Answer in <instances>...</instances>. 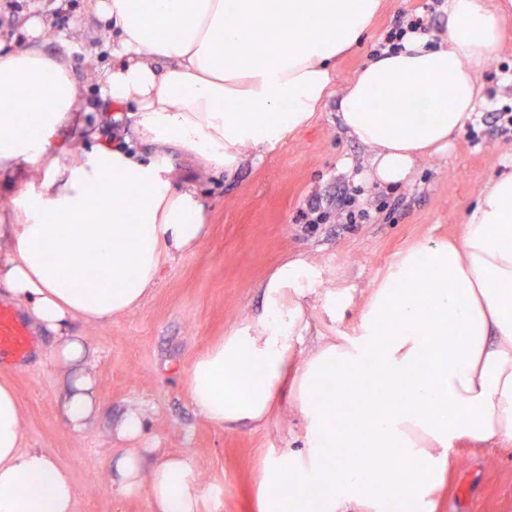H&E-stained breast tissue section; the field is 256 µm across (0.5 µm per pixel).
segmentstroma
<instances>
[{
    "mask_svg": "<svg viewBox=\"0 0 512 512\" xmlns=\"http://www.w3.org/2000/svg\"><path fill=\"white\" fill-rule=\"evenodd\" d=\"M14 29H0V51L40 46L67 64L79 107L60 133L67 162L86 161L105 142L129 143L142 156L154 153L131 120L108 129L100 84L112 64V30L93 0H69V21L56 27L57 0H14ZM425 0H382L362 41L336 68L333 95L312 123L233 176L168 149L177 186L196 189L210 230L193 251L166 266L142 305L103 323L71 322L58 331L30 328L32 347L19 362H0V382L16 390L28 447L52 454L67 467L77 490L75 512H148L145 496H126L112 484V469L125 451L115 430L127 412L142 409L147 423L140 448H160L188 459L198 475L201 512H255L254 487L264 457L302 447L297 412L275 414L264 426L217 428L195 410L185 391L194 360L240 325L263 302L260 284L285 259L301 257L320 267L325 288L351 295L343 317L315 310L312 331L353 336L375 288L395 260L428 240L458 237L466 210L490 180L512 173V132L487 133L482 145L458 135L419 160L412 178L395 187L364 182L371 151L342 132L340 94L372 56L403 11ZM43 24L31 33L32 20ZM502 72H480L481 113L512 105V20L501 31ZM360 190L371 208L365 224H303L297 217L314 195L335 200L339 188ZM83 341L95 379V415L82 431L62 417L68 384L46 362L63 340ZM455 463L438 496L437 512H512V443L451 452Z\"/></svg>",
    "mask_w": 512,
    "mask_h": 512,
    "instance_id": "1",
    "label": "stroma"
}]
</instances>
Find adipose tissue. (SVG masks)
I'll list each match as a JSON object with an SVG mask.
<instances>
[{"instance_id":"adipose-tissue-1","label":"adipose tissue","mask_w":512,"mask_h":512,"mask_svg":"<svg viewBox=\"0 0 512 512\" xmlns=\"http://www.w3.org/2000/svg\"><path fill=\"white\" fill-rule=\"evenodd\" d=\"M381 0H97L112 27L116 65L100 89L131 106L144 159L102 144L87 163H64L57 132L78 108L65 63L40 48L0 53V288L36 324L96 322L137 309L162 269L208 233L195 190L173 184L177 147L208 166L238 171L310 125L339 61L358 43ZM500 0H448L443 47L408 36L372 57L336 100L346 131L375 151L370 175L391 186L445 148L474 112L476 75L499 52ZM385 101L386 111L374 109ZM39 190L19 192L24 170ZM94 267H80L82 258ZM320 269L287 261L262 283L261 311L216 340L185 381L211 425L266 422L296 410L303 446L271 454L255 490L257 512H435L451 451L512 442V173L487 184L460 236L400 257L375 289L357 336L311 332L304 299L328 315L348 298L318 294ZM86 351L65 340L53 367H75L63 402L73 430L94 410ZM364 400L342 421L340 382ZM145 414L117 436L129 442L114 483L144 494L151 512H200L192 465L135 448ZM76 487L50 454L27 447L19 399L0 384V512H73Z\"/></svg>"}]
</instances>
